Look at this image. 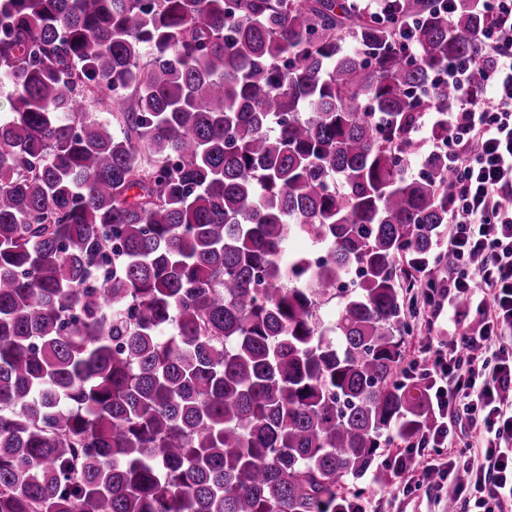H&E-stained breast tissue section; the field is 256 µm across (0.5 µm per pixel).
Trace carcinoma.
Listing matches in <instances>:
<instances>
[{
	"mask_svg": "<svg viewBox=\"0 0 512 512\" xmlns=\"http://www.w3.org/2000/svg\"><path fill=\"white\" fill-rule=\"evenodd\" d=\"M487 23L0 0V512H342L430 422L401 293L445 259L452 173L414 132L448 138L435 76Z\"/></svg>",
	"mask_w": 512,
	"mask_h": 512,
	"instance_id": "obj_1",
	"label": "carcinoma"
}]
</instances>
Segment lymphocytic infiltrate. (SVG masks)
Masks as SVG:
<instances>
[{"label":"lymphocytic infiltrate","mask_w":512,"mask_h":512,"mask_svg":"<svg viewBox=\"0 0 512 512\" xmlns=\"http://www.w3.org/2000/svg\"><path fill=\"white\" fill-rule=\"evenodd\" d=\"M481 2L489 22L478 54L439 76L457 93L447 139L435 138L428 112L416 130L419 143L447 153L453 173L441 241L448 273L428 272L425 296L447 313L448 330L411 363L432 383L434 423L410 443L401 471L454 481L480 512H512V0ZM480 64L488 70L475 86L469 73ZM471 431L484 454L478 466L455 449ZM431 446L447 449L445 461L426 458Z\"/></svg>","instance_id":"lymphocytic-infiltrate-1"}]
</instances>
